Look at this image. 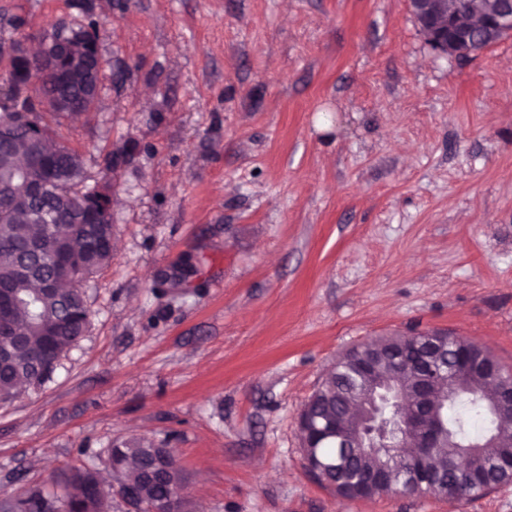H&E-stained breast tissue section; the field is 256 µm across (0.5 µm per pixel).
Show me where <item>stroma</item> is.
<instances>
[{
	"mask_svg": "<svg viewBox=\"0 0 512 512\" xmlns=\"http://www.w3.org/2000/svg\"><path fill=\"white\" fill-rule=\"evenodd\" d=\"M58 21L100 32V97L54 131L112 188V259L84 338L0 400V499L133 435L192 512H512V483L338 497L297 423L379 336L512 369V36L436 56L406 0H0V44ZM447 333V332H446ZM448 337V365L453 363L454 355L458 349L468 351H459L454 361V370L461 374H470L478 366V362L471 359L470 354L483 360L486 356H492L487 348L478 341L455 336L452 333L443 334ZM493 357V356H492Z\"/></svg>",
	"mask_w": 512,
	"mask_h": 512,
	"instance_id": "stroma-1",
	"label": "stroma"
}]
</instances>
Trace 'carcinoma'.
Returning <instances> with one entry per match:
<instances>
[{"label":"carcinoma","mask_w":512,"mask_h":512,"mask_svg":"<svg viewBox=\"0 0 512 512\" xmlns=\"http://www.w3.org/2000/svg\"><path fill=\"white\" fill-rule=\"evenodd\" d=\"M19 62L11 58L9 92L0 101V137H8L9 149L0 151V188L22 193L28 180L43 175L42 162L57 159V174L47 195L24 207L0 208V284L11 288L18 304L10 324L0 329V398L14 395L23 384H39L54 370L61 356L84 335L90 311L82 291L83 282L112 259L113 229L107 214L99 223L50 224L32 219L33 208L57 210L66 214L83 211L90 196L84 186L85 176L79 154L61 143L44 122V113L57 116L63 112L51 106L49 99L58 91L55 72L44 71L35 97L23 104L33 110V125L14 122L20 86L27 77H18ZM71 103L91 111L96 101L90 98L82 81L73 83ZM63 254L67 263V280L60 287L46 292L43 280L55 273V258ZM424 333L379 337L358 344L362 353L392 349L408 350L418 344ZM448 337V363H453L459 349L477 358L490 355L481 343L456 336ZM352 364L336 363L305 406L318 416H345L349 427L359 424L356 412L358 392L351 375ZM488 382L481 375L463 379L460 386L437 393L436 411L448 439L427 452L426 469L396 470L386 485L369 486L365 498L385 494L413 495L419 486L438 496L442 488L460 490L466 496L480 495V489L468 478L448 468V461L461 452L473 453L482 479L493 487L512 482V429L503 433L501 418L512 410L496 413L486 392ZM485 415L487 427L480 435L468 430L471 414ZM318 455L336 467L330 474L335 482L332 491L349 495L364 473L384 464L386 449L367 452L361 448L324 447L303 449V458ZM104 462L119 477V494L132 498L141 512H151L168 500L174 487L182 486L185 476L172 449L165 442L147 438H117L107 448ZM62 495L42 488L29 489L8 505L0 504V512H108L112 489L105 486L93 466L70 467L51 477Z\"/></svg>","instance_id":"cac0c4a2"}]
</instances>
